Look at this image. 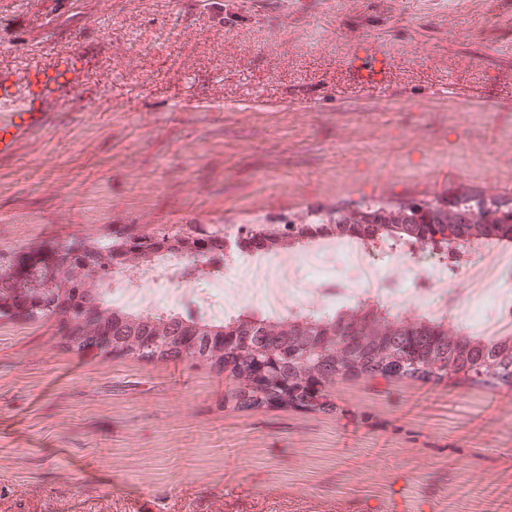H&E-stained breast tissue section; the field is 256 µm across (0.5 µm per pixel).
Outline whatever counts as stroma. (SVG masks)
<instances>
[{"label": "stroma", "instance_id": "35a3bbf8", "mask_svg": "<svg viewBox=\"0 0 512 512\" xmlns=\"http://www.w3.org/2000/svg\"><path fill=\"white\" fill-rule=\"evenodd\" d=\"M80 39L63 97L0 158V250L125 227L254 232L313 212L469 197L512 206V0H0V67ZM386 54L388 91L355 88ZM455 98L432 96L448 80ZM463 149L467 172L448 161ZM410 315L488 338L476 293ZM200 285L181 316L223 314ZM223 371L62 344L0 319V512H512V386L381 377L338 410L233 411Z\"/></svg>", "mask_w": 512, "mask_h": 512}]
</instances>
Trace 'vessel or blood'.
Segmentation results:
<instances>
[{
	"label": "vessel or blood",
	"instance_id": "vessel-or-blood-1",
	"mask_svg": "<svg viewBox=\"0 0 512 512\" xmlns=\"http://www.w3.org/2000/svg\"><path fill=\"white\" fill-rule=\"evenodd\" d=\"M86 62L81 48L60 51L53 65H30L21 87L12 69L0 68V157L12 154L26 133L46 123L51 99L71 96L91 100L102 95L101 87L84 78Z\"/></svg>",
	"mask_w": 512,
	"mask_h": 512
}]
</instances>
